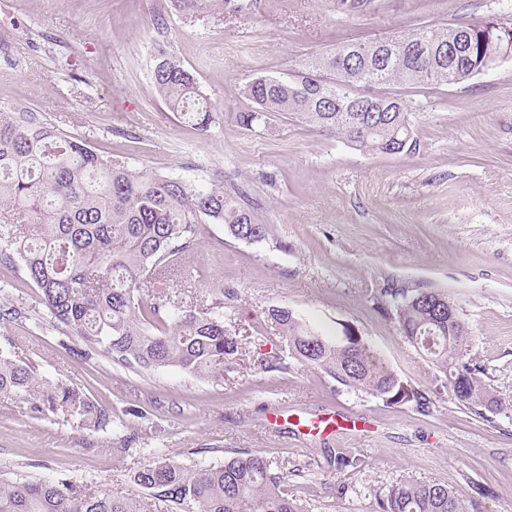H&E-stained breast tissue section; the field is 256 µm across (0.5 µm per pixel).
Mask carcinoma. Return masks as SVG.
<instances>
[{
  "label": "carcinoma",
  "mask_w": 512,
  "mask_h": 512,
  "mask_svg": "<svg viewBox=\"0 0 512 512\" xmlns=\"http://www.w3.org/2000/svg\"><path fill=\"white\" fill-rule=\"evenodd\" d=\"M194 21L212 12H238L239 0H170ZM456 43L453 56L441 48ZM503 41H489L484 25L420 26L364 42L346 41L312 59L287 79L258 76L243 88L248 107L237 122L251 130L263 117L293 115L316 130L369 154L408 156L421 143L410 106L387 91L394 84L458 85L495 68ZM352 74L375 87L336 83ZM154 86L169 108L207 132L215 110L194 74L162 50ZM0 264L21 270L39 293L53 326L79 339L73 354L89 360L156 371L175 367L220 381L239 355L235 334L224 326L221 290L194 304L166 287L173 257L194 245L202 220L224 225L236 239L265 240L271 232L221 186L192 187L178 177L148 173L97 153L85 142L39 122L30 112H0ZM401 335L448 381V392L478 416L503 403L467 358L465 322L448 319V296L436 288H392ZM280 326L288 355L321 370L338 385L389 405L428 399L407 386L362 338L331 341L285 307L269 311ZM22 317L17 302L0 300V324ZM0 343V394H11L32 414L50 412L96 431L123 428L112 408L77 386L53 381ZM148 490L143 500L99 494L64 476L40 481L0 479V512H309L288 493L273 462L249 453L220 465L188 468L158 458L135 470ZM379 512H465L462 493L445 484L406 477L379 494Z\"/></svg>",
  "instance_id": "cac0c4a2"
}]
</instances>
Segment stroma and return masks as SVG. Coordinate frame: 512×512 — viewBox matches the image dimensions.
Segmentation results:
<instances>
[{
    "label": "stroma",
    "instance_id": "stroma-1",
    "mask_svg": "<svg viewBox=\"0 0 512 512\" xmlns=\"http://www.w3.org/2000/svg\"><path fill=\"white\" fill-rule=\"evenodd\" d=\"M501 0H371L349 16L333 0H258L191 22L167 0H0V110H23L140 171L243 192L272 236L245 242L204 223L178 255L172 285L201 297L234 291L224 324L242 354L223 380L176 368L143 371L73 356L75 338L45 319L36 287L0 265V286L28 319L0 327L19 357L111 407L120 434L98 432L0 394V477L66 474L99 493L141 499L134 470L161 456L220 465L238 452L288 475L310 512H375L387 486L411 476L459 489L467 512H512V57L453 86L393 85L409 100L418 154L362 153L294 117L247 130L235 114L253 78L284 79L347 39L422 25L479 24ZM166 46L216 106L203 133L158 96L154 59ZM429 285L447 294L471 333L469 359L502 398L475 415L453 399L431 361L399 332L388 294ZM274 307L324 336H361L428 411L337 387L282 352ZM286 418L271 428L266 410ZM366 418L348 433L298 436V419ZM342 455L359 457L343 468Z\"/></svg>",
    "mask_w": 512,
    "mask_h": 512
}]
</instances>
